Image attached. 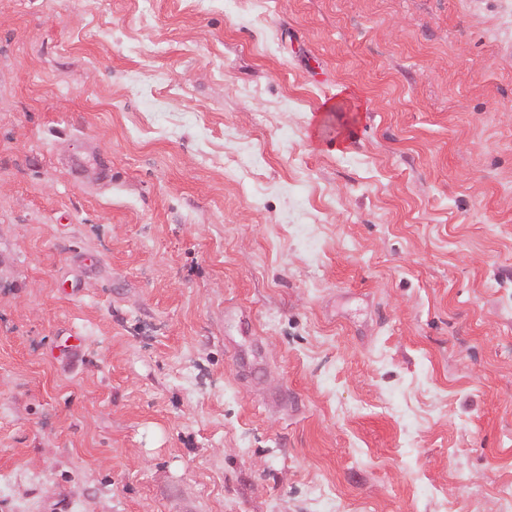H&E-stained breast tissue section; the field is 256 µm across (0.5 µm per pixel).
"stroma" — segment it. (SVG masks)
<instances>
[{
	"label": "stroma",
	"instance_id": "stroma-1",
	"mask_svg": "<svg viewBox=\"0 0 512 512\" xmlns=\"http://www.w3.org/2000/svg\"><path fill=\"white\" fill-rule=\"evenodd\" d=\"M510 489L512 0H0V512Z\"/></svg>",
	"mask_w": 512,
	"mask_h": 512
}]
</instances>
